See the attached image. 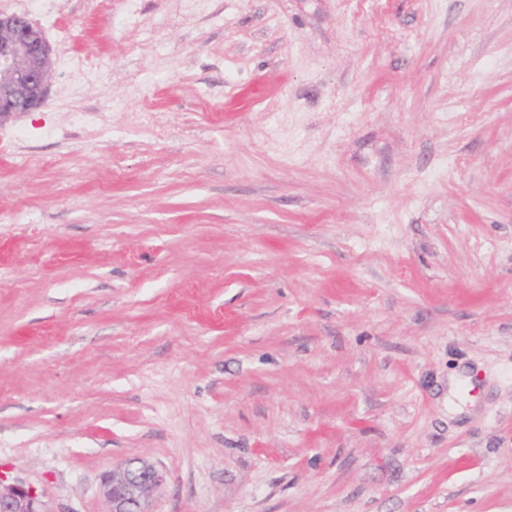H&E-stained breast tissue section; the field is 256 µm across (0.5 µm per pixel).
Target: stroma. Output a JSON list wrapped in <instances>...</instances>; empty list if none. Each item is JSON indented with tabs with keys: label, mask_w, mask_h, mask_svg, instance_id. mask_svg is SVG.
Masks as SVG:
<instances>
[{
	"label": "stroma",
	"mask_w": 512,
	"mask_h": 512,
	"mask_svg": "<svg viewBox=\"0 0 512 512\" xmlns=\"http://www.w3.org/2000/svg\"><path fill=\"white\" fill-rule=\"evenodd\" d=\"M0 122V472L105 512H512V0H50ZM163 474L153 464L133 458L101 480L106 512H151V494L163 484Z\"/></svg>",
	"instance_id": "obj_1"
}]
</instances>
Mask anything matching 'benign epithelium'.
Returning <instances> with one entry per match:
<instances>
[{
	"instance_id": "obj_1",
	"label": "benign epithelium",
	"mask_w": 512,
	"mask_h": 512,
	"mask_svg": "<svg viewBox=\"0 0 512 512\" xmlns=\"http://www.w3.org/2000/svg\"><path fill=\"white\" fill-rule=\"evenodd\" d=\"M53 51L26 13L0 12V118L39 108L46 97ZM153 464L133 458L101 480L108 512H150L151 494L163 484ZM0 512H48L36 491L0 477Z\"/></svg>"
}]
</instances>
